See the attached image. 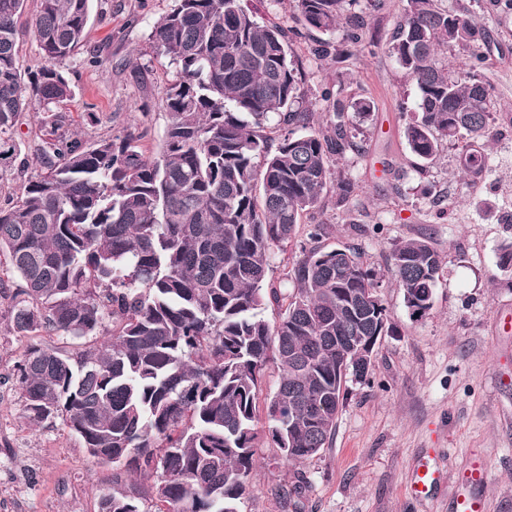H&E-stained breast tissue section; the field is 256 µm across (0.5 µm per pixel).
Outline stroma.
<instances>
[{
    "instance_id": "stroma-1",
    "label": "stroma",
    "mask_w": 512,
    "mask_h": 512,
    "mask_svg": "<svg viewBox=\"0 0 512 512\" xmlns=\"http://www.w3.org/2000/svg\"><path fill=\"white\" fill-rule=\"evenodd\" d=\"M444 4L487 32L479 53L493 83L491 170L477 179L460 176L458 143L444 145L426 174L417 172L403 135L415 86L384 47L322 65L307 39L293 44L308 97L339 82L374 103L356 127L362 151L338 164L358 186L352 210L336 207L330 192L316 218L331 227L326 246L357 248L378 273L395 331L381 338L369 382L350 385L328 447L294 464L259 449L242 512H452L475 464L489 470L479 489L485 512H512V272L497 266L512 242V9L503 0ZM171 5L92 0L85 45L64 66L74 94L62 110L84 139L128 129L150 152L160 150L166 119L158 101L173 71L152 52L149 34ZM133 54L144 73L128 67ZM413 237L428 238L443 259L432 306L418 318L391 262L394 245ZM8 305L0 298V512H99L102 497L134 479L91 457L62 418L29 423L13 374L38 339L15 333ZM423 459L440 480L430 497L415 498L412 474ZM298 484L301 495L276 493Z\"/></svg>"
}]
</instances>
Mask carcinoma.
<instances>
[{"instance_id":"obj_1","label":"carcinoma","mask_w":512,"mask_h":512,"mask_svg":"<svg viewBox=\"0 0 512 512\" xmlns=\"http://www.w3.org/2000/svg\"><path fill=\"white\" fill-rule=\"evenodd\" d=\"M25 2L0 0V160L27 166L13 134L28 108L52 137L34 150L40 173L0 203V286L22 283L8 305L22 336L81 339L112 320L92 351L27 350L17 383L29 421L62 416L92 457L156 479L151 508L137 491L114 492L99 512H241L257 449L300 463L327 447L347 382L369 379L393 332L374 271L356 249L322 245L325 223L307 225L292 287L268 281L273 249L293 245L328 190L338 207L357 196L336 165L361 151L353 118L373 112L340 85L322 90L325 115L314 112L293 39L309 36L312 55L337 64L377 36L351 12L355 0H291V26L259 23L242 0H173L149 35L174 67L153 156L133 134L88 142L56 111L73 95L63 64L83 45L91 0H38L44 64L27 81ZM485 42L467 14L407 0L385 48L415 84L403 134L422 164L464 140L460 170H491L492 86L475 71ZM456 48L467 57L450 67L440 51ZM392 262L406 307L424 315L439 253L409 238ZM271 365L278 382L266 393Z\"/></svg>"}]
</instances>
